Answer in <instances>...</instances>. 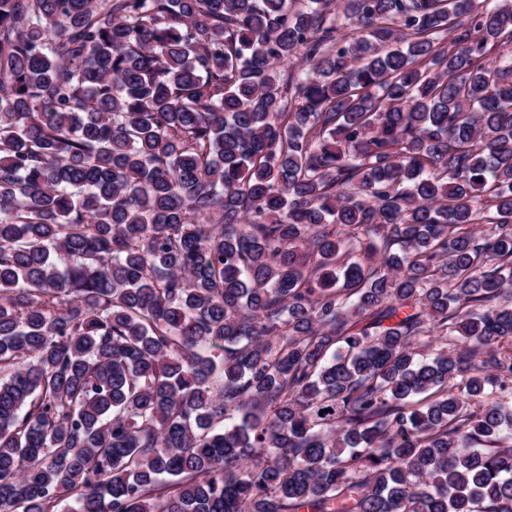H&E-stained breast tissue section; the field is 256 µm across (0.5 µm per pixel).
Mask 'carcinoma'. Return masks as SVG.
Segmentation results:
<instances>
[{"mask_svg":"<svg viewBox=\"0 0 512 512\" xmlns=\"http://www.w3.org/2000/svg\"><path fill=\"white\" fill-rule=\"evenodd\" d=\"M509 49L512 0H0V512H512Z\"/></svg>","mask_w":512,"mask_h":512,"instance_id":"1","label":"carcinoma"}]
</instances>
